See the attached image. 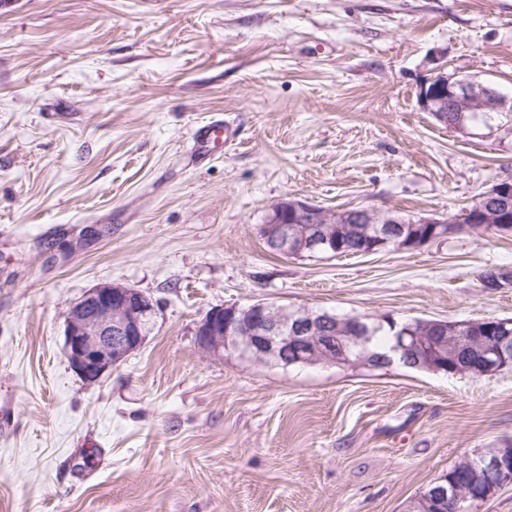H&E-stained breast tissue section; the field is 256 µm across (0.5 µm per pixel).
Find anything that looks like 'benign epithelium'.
Segmentation results:
<instances>
[{
    "mask_svg": "<svg viewBox=\"0 0 512 512\" xmlns=\"http://www.w3.org/2000/svg\"><path fill=\"white\" fill-rule=\"evenodd\" d=\"M430 88L422 89L420 106L447 121L450 112H482L486 101L502 114L512 112V104L488 87L468 79L451 78L441 73L428 80ZM481 198H511L512 177L500 179L482 192ZM350 211L325 210L307 201L281 198L269 208L265 223L258 231L264 239L286 255L304 251L330 253L336 251V224L347 223ZM493 215L479 207L466 209L448 217L450 225L433 217L420 216L417 223L431 225L429 236L420 242L412 240L403 227L405 220L396 211L369 216L366 231L403 248L408 244L422 246L437 236L459 232L458 224H490ZM157 305L144 292L122 284L103 283L89 289L65 312V354L74 371L87 383L98 382L106 373L123 363L140 349L149 335ZM333 318L308 309H272L266 302L246 307L227 306L209 310L198 322L195 341L202 354L213 359L224 358L226 352H237L257 363L278 358L284 344L294 347L296 360L311 365L337 363L339 336L329 335L326 326ZM490 342L481 351V365L472 371L475 377L492 375L502 369L504 344L512 341L509 322L497 319L482 321ZM426 331L410 337H397L394 351L402 354L411 349L431 357L448 349L467 347L466 336H439L440 328H448L443 320H423ZM470 474L471 485L460 487L453 477L430 489L427 500L434 501L442 512H459L460 504L472 499L483 502L499 489L512 484V448H494L477 459L462 461Z\"/></svg>",
    "mask_w": 512,
    "mask_h": 512,
    "instance_id": "obj_1",
    "label": "benign epithelium"
}]
</instances>
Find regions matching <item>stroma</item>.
Instances as JSON below:
<instances>
[{
	"label": "stroma",
	"mask_w": 512,
	"mask_h": 512,
	"mask_svg": "<svg viewBox=\"0 0 512 512\" xmlns=\"http://www.w3.org/2000/svg\"><path fill=\"white\" fill-rule=\"evenodd\" d=\"M512 99V0H0V512H408L512 448V367L282 368L205 357L211 309L512 318V234L283 258L285 196L443 219L512 176V128L461 133L438 73ZM221 114L235 138L197 154ZM119 283L158 303L99 382L64 314Z\"/></svg>",
	"instance_id": "35a3bbf8"
}]
</instances>
